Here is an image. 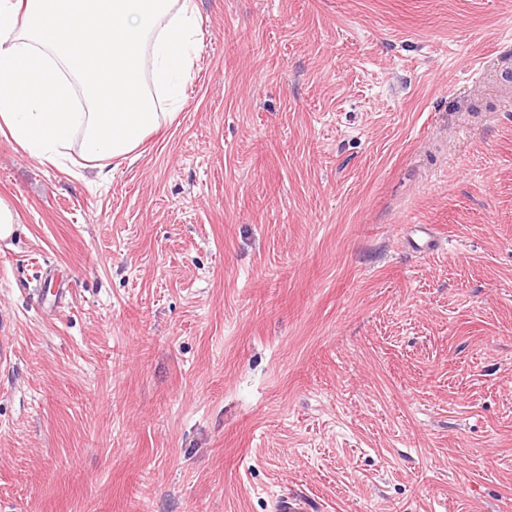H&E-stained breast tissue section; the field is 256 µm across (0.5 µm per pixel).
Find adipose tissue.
I'll return each instance as SVG.
<instances>
[{
	"instance_id": "ef3b65f1",
	"label": "adipose tissue",
	"mask_w": 512,
	"mask_h": 512,
	"mask_svg": "<svg viewBox=\"0 0 512 512\" xmlns=\"http://www.w3.org/2000/svg\"><path fill=\"white\" fill-rule=\"evenodd\" d=\"M192 0H0V124L39 163L79 152L101 180L181 104Z\"/></svg>"
}]
</instances>
